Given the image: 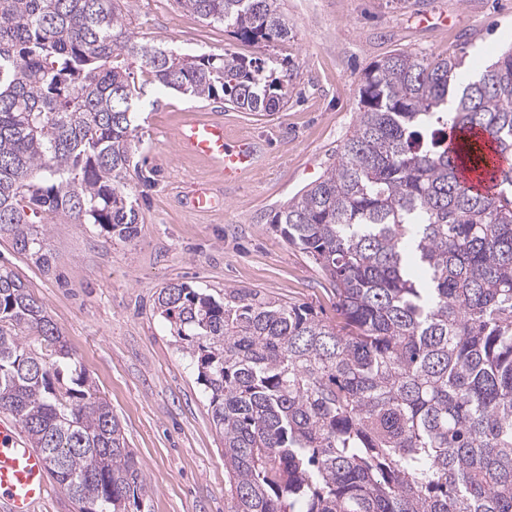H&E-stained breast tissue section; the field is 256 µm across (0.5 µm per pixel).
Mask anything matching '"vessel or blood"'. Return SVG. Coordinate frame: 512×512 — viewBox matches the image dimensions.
Masks as SVG:
<instances>
[{"label": "vessel or blood", "instance_id": "vessel-or-blood-1", "mask_svg": "<svg viewBox=\"0 0 512 512\" xmlns=\"http://www.w3.org/2000/svg\"><path fill=\"white\" fill-rule=\"evenodd\" d=\"M181 154L208 161L227 180L249 172L255 162L251 141L231 138L219 120H190L176 135ZM50 489L43 453L17 426L0 419V512H37Z\"/></svg>", "mask_w": 512, "mask_h": 512}]
</instances>
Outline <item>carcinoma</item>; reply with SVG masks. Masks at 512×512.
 Instances as JSON below:
<instances>
[{"instance_id":"obj_1","label":"carcinoma","mask_w":512,"mask_h":512,"mask_svg":"<svg viewBox=\"0 0 512 512\" xmlns=\"http://www.w3.org/2000/svg\"><path fill=\"white\" fill-rule=\"evenodd\" d=\"M177 4L241 42L293 33L282 0ZM134 66L240 112L279 111L292 77L138 44L118 0H0V231L42 267L33 215L137 235ZM465 66L397 51L367 68L336 162L271 221L334 288L340 322L244 288L158 293L224 436L227 512H512V168L491 193L462 177L487 164L484 136L512 151V49ZM0 409L78 512H141L149 486L110 405L1 268Z\"/></svg>"}]
</instances>
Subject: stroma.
Returning a JSON list of instances; mask_svg holds the SVG:
<instances>
[{
  "instance_id": "1",
  "label": "stroma",
  "mask_w": 512,
  "mask_h": 512,
  "mask_svg": "<svg viewBox=\"0 0 512 512\" xmlns=\"http://www.w3.org/2000/svg\"><path fill=\"white\" fill-rule=\"evenodd\" d=\"M283 3L294 35L264 46L240 42L175 0H121L137 42L188 54L234 52L270 68L290 61L287 102L257 115L147 85L135 119L136 166L127 173L136 238L122 242L97 224L48 219L38 225L50 250L43 268L0 232V267L43 304L118 417L151 488L143 512H225L224 441L186 342L155 308L159 291L184 282L220 300L225 289L249 288L336 322L328 282L271 220L335 162L355 125L364 71L397 50L486 65L512 48V0ZM194 117L221 120L230 137L258 142V165L227 183L207 161L179 154L175 134ZM200 187L214 196L212 211L187 206Z\"/></svg>"
}]
</instances>
